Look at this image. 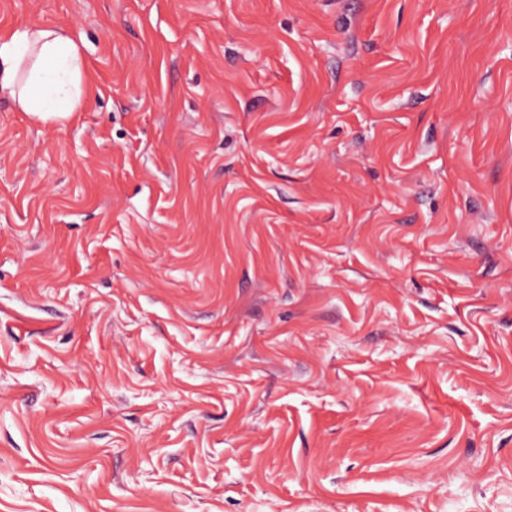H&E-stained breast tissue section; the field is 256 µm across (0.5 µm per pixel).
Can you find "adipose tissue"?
<instances>
[{"label": "adipose tissue", "mask_w": 512, "mask_h": 512, "mask_svg": "<svg viewBox=\"0 0 512 512\" xmlns=\"http://www.w3.org/2000/svg\"><path fill=\"white\" fill-rule=\"evenodd\" d=\"M84 54L55 28L21 26L0 34V94L36 120H65L90 94Z\"/></svg>", "instance_id": "adipose-tissue-1"}]
</instances>
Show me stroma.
Segmentation results:
<instances>
[{"instance_id":"35a3bbf8","label":"stroma","mask_w":512,"mask_h":512,"mask_svg":"<svg viewBox=\"0 0 512 512\" xmlns=\"http://www.w3.org/2000/svg\"><path fill=\"white\" fill-rule=\"evenodd\" d=\"M0 512H512V0H0ZM83 73L80 46L58 29L21 26L0 34V94L38 121L77 112L92 90Z\"/></svg>"}]
</instances>
